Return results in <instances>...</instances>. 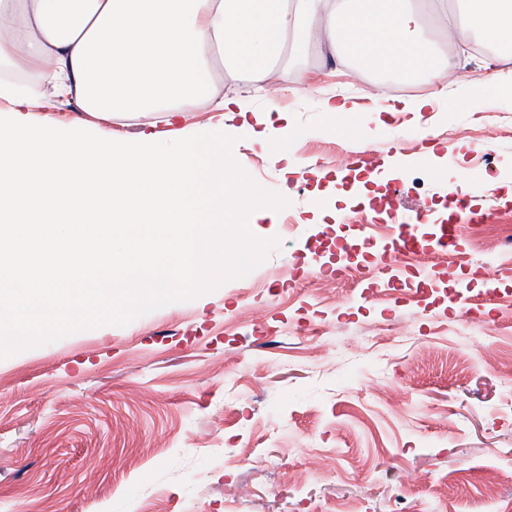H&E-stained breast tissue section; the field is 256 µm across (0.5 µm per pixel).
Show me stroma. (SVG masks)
<instances>
[{"instance_id":"obj_1","label":"stroma","mask_w":512,"mask_h":512,"mask_svg":"<svg viewBox=\"0 0 512 512\" xmlns=\"http://www.w3.org/2000/svg\"><path fill=\"white\" fill-rule=\"evenodd\" d=\"M451 52L456 84L400 93L427 98L420 112L326 53L284 67L304 91L266 141L240 116L184 111L180 128L235 136L238 165L287 199L255 227L281 246L194 300L0 360V512H512V252L474 251L483 228L465 220L457 262H404L435 265L484 333L457 303L404 294L380 253L357 287L336 274L357 225L382 238L387 214L424 205L430 236L452 184L512 224V58ZM326 100L347 102L354 132Z\"/></svg>"}]
</instances>
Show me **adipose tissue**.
Returning a JSON list of instances; mask_svg holds the SVG:
<instances>
[{"mask_svg": "<svg viewBox=\"0 0 512 512\" xmlns=\"http://www.w3.org/2000/svg\"><path fill=\"white\" fill-rule=\"evenodd\" d=\"M0 0V99H74L82 111L170 121L184 106L227 110L213 72L270 79L300 44L408 82L455 74L422 32L481 39L512 57V0Z\"/></svg>", "mask_w": 512, "mask_h": 512, "instance_id": "ef3b65f1", "label": "adipose tissue"}]
</instances>
